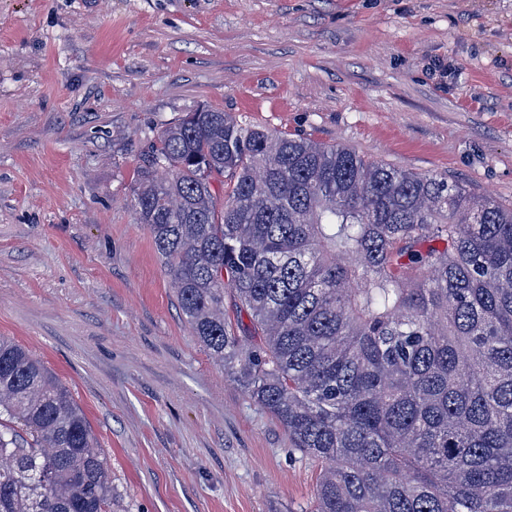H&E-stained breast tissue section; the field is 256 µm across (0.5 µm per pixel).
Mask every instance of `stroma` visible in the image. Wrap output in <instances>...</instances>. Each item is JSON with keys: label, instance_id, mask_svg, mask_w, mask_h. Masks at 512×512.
<instances>
[{"label": "stroma", "instance_id": "1", "mask_svg": "<svg viewBox=\"0 0 512 512\" xmlns=\"http://www.w3.org/2000/svg\"><path fill=\"white\" fill-rule=\"evenodd\" d=\"M211 106L512 204V0H0V336L116 512H308L320 464L181 315L134 172Z\"/></svg>", "mask_w": 512, "mask_h": 512}]
</instances>
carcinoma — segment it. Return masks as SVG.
Segmentation results:
<instances>
[{
  "label": "carcinoma",
  "instance_id": "1",
  "mask_svg": "<svg viewBox=\"0 0 512 512\" xmlns=\"http://www.w3.org/2000/svg\"><path fill=\"white\" fill-rule=\"evenodd\" d=\"M135 184L193 334L323 465L312 512H512V207L209 106ZM112 501L83 410L0 337V512Z\"/></svg>",
  "mask_w": 512,
  "mask_h": 512
}]
</instances>
